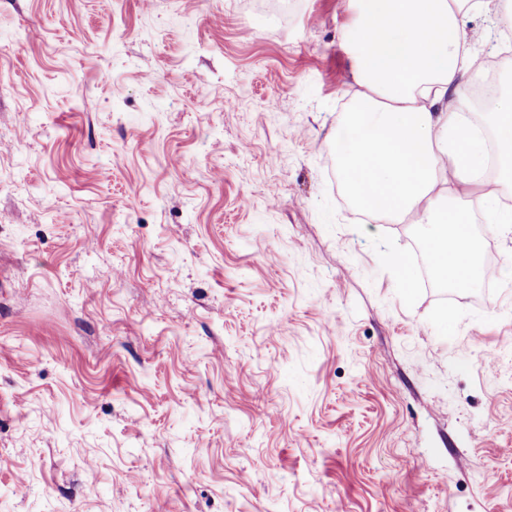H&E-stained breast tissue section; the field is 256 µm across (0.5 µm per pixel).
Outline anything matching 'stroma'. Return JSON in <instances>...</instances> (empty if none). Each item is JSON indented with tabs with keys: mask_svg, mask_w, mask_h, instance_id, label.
<instances>
[{
	"mask_svg": "<svg viewBox=\"0 0 512 512\" xmlns=\"http://www.w3.org/2000/svg\"><path fill=\"white\" fill-rule=\"evenodd\" d=\"M352 22L0 0V512H512V224L442 288L350 201Z\"/></svg>",
	"mask_w": 512,
	"mask_h": 512,
	"instance_id": "obj_1",
	"label": "stroma"
}]
</instances>
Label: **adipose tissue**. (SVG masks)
I'll list each match as a JSON object with an SVG mask.
<instances>
[{
	"instance_id": "ef3b65f1",
	"label": "adipose tissue",
	"mask_w": 512,
	"mask_h": 512,
	"mask_svg": "<svg viewBox=\"0 0 512 512\" xmlns=\"http://www.w3.org/2000/svg\"><path fill=\"white\" fill-rule=\"evenodd\" d=\"M487 0H351L356 15L352 78L360 87L345 118L340 155L344 187L385 224L414 216L440 280L468 288L480 276L465 212L447 195L479 187L496 204L512 189V91H499L485 124L467 121L471 91L483 76L462 18ZM495 160L496 177L485 175ZM452 172L453 190L439 187Z\"/></svg>"
}]
</instances>
